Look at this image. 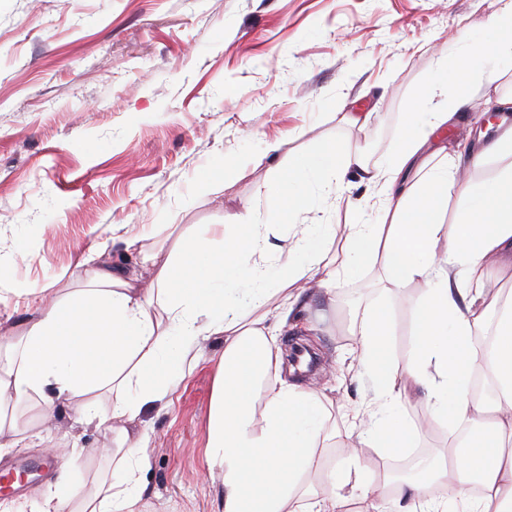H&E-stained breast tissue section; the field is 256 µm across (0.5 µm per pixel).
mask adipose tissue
I'll use <instances>...</instances> for the list:
<instances>
[{"label":"adipose tissue","instance_id":"ef3b65f1","mask_svg":"<svg viewBox=\"0 0 512 512\" xmlns=\"http://www.w3.org/2000/svg\"><path fill=\"white\" fill-rule=\"evenodd\" d=\"M488 27L489 39L441 59L450 86L422 87L385 169L369 168L329 142L292 159L270 201L302 215L293 248L306 259L285 263L274 287L261 285L263 225L237 217L221 235L204 228L165 258L129 238L128 247L155 272L151 287L91 247L82 257L86 292L28 299L29 320L0 354V405L37 396L45 416L62 403L99 428L124 420L123 443L133 460L78 506L66 478H59L35 512H140L149 435L134 423L143 406L168 400L194 361L198 340L210 336L224 339L206 445L210 467L224 478L223 512H341L354 501L371 502L373 512H512V298L503 299L490 276L512 272V131L473 156L475 168L488 155L506 162L485 182L457 180L447 163L422 157L434 129L451 122L470 91L497 81L493 60L512 55V0ZM352 169L381 185L388 199L381 223L348 225L333 251L325 239L329 225L305 218L311 198L304 187L338 191ZM408 169L414 181L400 184ZM452 192L459 217L447 225L439 215ZM376 256L388 292L417 283L421 295L413 309L412 354L401 370L391 364L392 325L383 313H370L357 330L354 355L378 401L361 444L386 453L414 447V429L386 404L416 391L426 398L428 419L469 429L464 452L426 467L419 479L376 478L347 489L313 479L328 416L319 395L284 379L277 338L302 309L307 284L332 289L337 271L354 272ZM158 304L166 307L177 343H166L159 331ZM488 315L494 339L486 350L477 336ZM477 368L493 381V401L470 394ZM105 393L112 396L108 414L91 402Z\"/></svg>","mask_w":512,"mask_h":512}]
</instances>
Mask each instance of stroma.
Wrapping results in <instances>:
<instances>
[{"label":"stroma","instance_id":"1","mask_svg":"<svg viewBox=\"0 0 512 512\" xmlns=\"http://www.w3.org/2000/svg\"><path fill=\"white\" fill-rule=\"evenodd\" d=\"M500 8V0H0V264L9 269L0 336L26 317L22 290L84 288L81 255L91 244L136 269L128 235L168 252L195 225L248 214L287 236L290 218L269 194L290 159L329 140L384 167L411 100L440 79L439 57L488 39ZM485 110L484 92L472 94L433 134L431 151L493 138L478 124ZM353 112L369 122L351 123ZM275 142L279 151L268 153ZM226 158L237 175L219 191L211 182ZM315 208L322 224L380 221L375 187L355 177ZM335 293L332 303L318 290L309 298L322 367L307 383L330 413L319 451L334 464L326 481L442 460L458 434L445 422L418 430L416 449L397 457L342 454L375 409L372 383L350 357L356 326L367 312H388L392 363L404 366L420 287L390 296L374 260L337 273ZM223 351V337L202 341L170 402L141 411L143 512H223L222 477L205 455ZM13 414L17 445L0 450V469L28 477L0 491L12 512H32L60 477L80 499L115 470L119 432L76 423L66 407L43 422L34 401ZM52 447L75 451L74 465L40 469Z\"/></svg>","mask_w":512,"mask_h":512}]
</instances>
